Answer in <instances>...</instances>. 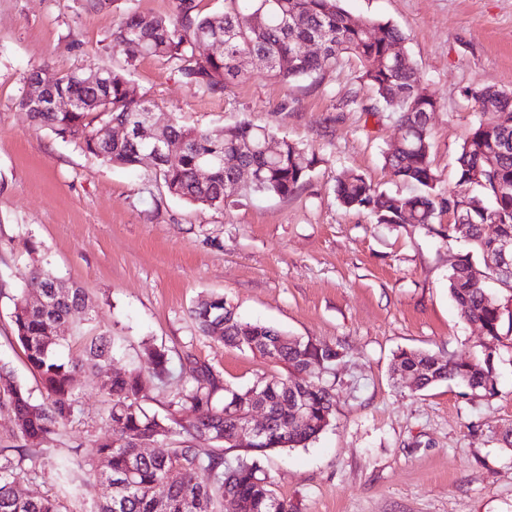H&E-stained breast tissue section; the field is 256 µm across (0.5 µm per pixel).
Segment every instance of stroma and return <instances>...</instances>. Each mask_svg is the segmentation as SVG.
Listing matches in <instances>:
<instances>
[{
    "instance_id": "obj_1",
    "label": "stroma",
    "mask_w": 512,
    "mask_h": 512,
    "mask_svg": "<svg viewBox=\"0 0 512 512\" xmlns=\"http://www.w3.org/2000/svg\"><path fill=\"white\" fill-rule=\"evenodd\" d=\"M354 18L400 28L401 52L438 102L431 118L432 166L441 189L454 186L466 132L487 120L468 90L512 92V0H341ZM169 15L174 0H0V366L41 400L39 381L14 336L13 297L33 292L29 271L50 264L82 288L88 331L122 343L112 367L148 368L144 346L164 348L173 373L147 383L145 403L166 414L188 379L182 364L212 367L222 384L246 389L277 368L259 354L203 335L190 310L224 295L240 318L289 335L339 345L328 376L336 397L331 425L307 446L272 451L264 466L297 512H512V341L493 358L498 393L466 397L441 382L395 385L393 354L419 349L443 359L479 354L481 335L448 294V271L466 245L417 224H380L344 208L336 184L350 171L380 190L410 194L384 154L402 130L392 110L362 112L347 102L361 89L359 63L344 59L319 76L284 82L260 61L223 93L201 94L174 67L145 57L132 68L155 120L199 129L247 119L314 151L319 163L293 195L243 190L224 208L169 195L154 167L115 166L36 129L17 100L32 69L54 76L117 66L107 36L128 8ZM63 354L76 367V411L47 441L51 459L77 463L106 437V373L85 368L73 325ZM33 496L59 497L68 512H94V488L50 471L27 475Z\"/></svg>"
}]
</instances>
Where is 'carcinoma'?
Returning <instances> with one entry per match:
<instances>
[{"instance_id": "1", "label": "carcinoma", "mask_w": 512, "mask_h": 512, "mask_svg": "<svg viewBox=\"0 0 512 512\" xmlns=\"http://www.w3.org/2000/svg\"><path fill=\"white\" fill-rule=\"evenodd\" d=\"M340 0H225L224 12L203 15L197 0H175L170 16H143L128 10L108 39L131 66L140 57H156L176 66L185 83L202 93L224 91L231 80L245 75V62H265L269 72L283 79L309 77L336 67L345 57L361 66L360 80L376 99L394 107L404 129L402 140L385 155V166L400 181L420 188L415 195H387L377 191L362 175L350 173L339 180L336 194L347 208L373 213L380 224H420L448 238H462L471 249L460 255L448 275V292L461 315L483 331L481 355L471 359L443 360L426 352L402 349L393 359L394 371L407 372L417 388L454 381L473 395L493 397L496 386L491 360L512 332V275H496L497 239L512 241V94L482 87L468 95L482 111L494 108V117L473 127L460 147L457 180L448 191L439 188L431 167L430 114L437 101L421 87L417 70L405 58L392 54L401 40L388 23L366 27L354 20ZM217 38L223 50L214 56L196 55L199 37ZM319 51L308 50L310 44ZM100 79L89 81L83 68L56 76L53 94L74 103L70 111L33 107L26 96L18 106L33 125L46 128L64 142L104 162L134 167L141 164L148 142L138 136L144 114L154 104L136 93L125 68L102 67ZM130 126L129 139L103 141L100 125ZM166 147L176 152L174 164L155 165L156 179L166 191L192 204L221 209L240 184L227 157L252 169L249 187L259 193L288 197L310 177L320 159L270 128L239 120L215 129H191L175 121L167 128ZM210 161V176L201 181L197 170ZM460 210L469 222L434 227L437 215ZM497 225V236H484L483 226ZM13 323L30 370L43 392L40 402L6 369L0 370V407L24 420L18 436L41 442L57 434L75 411V368L62 357L64 337H52L53 324L64 320L81 325L89 320L82 289L67 287L66 295L50 309L30 302L22 291L13 297ZM198 328L218 336L225 345L257 352L287 377L272 375L242 390L220 384L210 367L188 368L191 387L170 401L161 418L144 403L145 378L132 368L112 372V360L121 344L107 331L85 333L86 366L109 374L105 419L111 435L94 441L91 454L78 463L98 488L94 512H223L224 497L243 504L244 512H293L279 497L262 460L277 448L306 446L331 423L335 400L323 375L333 373L341 352L327 342L288 336L261 323L243 321L222 295L199 301L191 310ZM150 377L165 382L172 374L165 350L149 345ZM224 391V398L217 396ZM266 400L270 418L265 433L254 441L237 442L234 459L224 457L220 438L236 427L235 414L249 409L253 395ZM298 402L306 417L293 413ZM171 435L177 445L158 457L145 456L138 442ZM202 444L217 450L206 451ZM43 448H22L18 458L0 454V512H62L55 497H24L18 479L23 471L37 473L45 465Z\"/></svg>"}]
</instances>
